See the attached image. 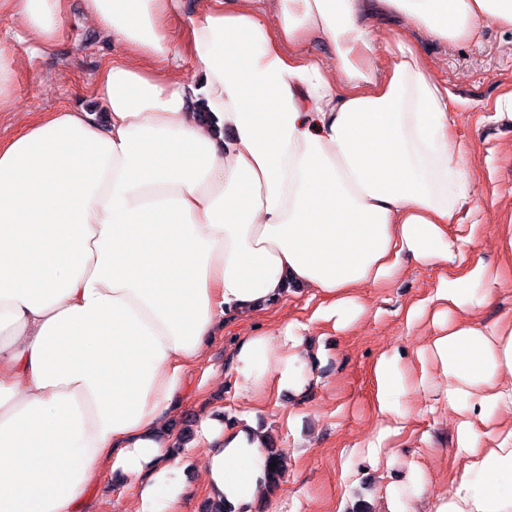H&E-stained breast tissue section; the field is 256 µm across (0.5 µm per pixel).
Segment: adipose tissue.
Instances as JSON below:
<instances>
[{
	"mask_svg": "<svg viewBox=\"0 0 512 512\" xmlns=\"http://www.w3.org/2000/svg\"><path fill=\"white\" fill-rule=\"evenodd\" d=\"M177 0H86L119 46L94 97L106 124L64 107L0 141V512H83L102 475L135 512H179L184 465L167 420L192 368L230 324L309 289L307 322L236 338L239 422L202 417V483L228 512H252L269 465L254 418L269 388L304 396L309 325L348 330L371 315L362 289L406 261L441 269L410 304L433 331L413 360L373 367L377 425L358 442L392 465L416 394L455 426L460 469L429 512H512V316L486 322L502 278L473 249L493 233L512 260V222L473 205L448 89L388 14L435 40L512 25V0H209L176 44ZM35 50L51 46L64 0H0ZM329 40L331 64L305 42ZM385 43L390 62L375 73ZM191 79L177 72L183 58ZM207 119H200V112ZM427 477L409 463L386 512H419Z\"/></svg>",
	"mask_w": 512,
	"mask_h": 512,
	"instance_id": "adipose-tissue-1",
	"label": "adipose tissue"
}]
</instances>
